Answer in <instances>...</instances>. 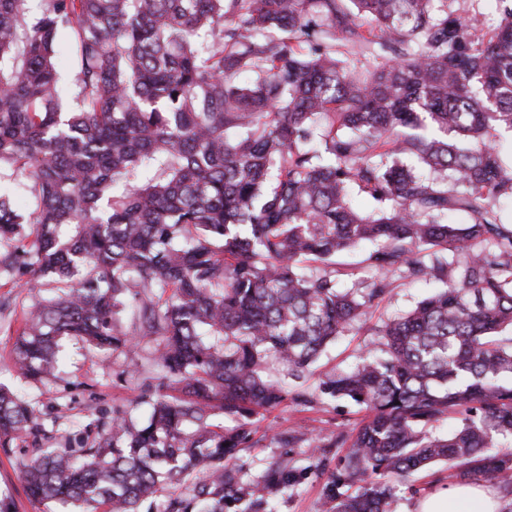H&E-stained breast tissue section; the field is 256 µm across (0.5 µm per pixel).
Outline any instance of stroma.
<instances>
[{
    "label": "stroma",
    "mask_w": 512,
    "mask_h": 512,
    "mask_svg": "<svg viewBox=\"0 0 512 512\" xmlns=\"http://www.w3.org/2000/svg\"><path fill=\"white\" fill-rule=\"evenodd\" d=\"M26 276L0 275V383L35 402L42 414L45 437L14 442L0 447V498H8L10 512H60L58 504L32 503L25 491L20 464L35 455L37 448L64 449L82 438L97 434L102 413L130 412L134 422L149 415L144 390L155 375L154 338H141L138 345L107 355L90 352L82 342L63 343L59 365L53 376L30 382L13 367L16 331L31 302ZM436 289L435 283L396 280L391 294L381 302L372 318L361 328L340 338L317 364L316 378L290 383L288 395L277 408L255 419L253 447L239 451L236 467L247 484L260 480L265 467L283 456L294 459L302 473L295 487L277 493L271 504L276 512H321L323 489L344 449L334 447L337 434H351L363 414L343 400H334L317 389L320 376L354 367L366 350L380 351L375 329L387 317L404 313ZM445 465L413 474L407 489L395 504L396 512H413L416 501L437 486H455Z\"/></svg>",
    "instance_id": "1"
}]
</instances>
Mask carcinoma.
I'll return each mask as SVG.
<instances>
[{"mask_svg":"<svg viewBox=\"0 0 512 512\" xmlns=\"http://www.w3.org/2000/svg\"><path fill=\"white\" fill-rule=\"evenodd\" d=\"M437 1L0 0V183L26 176L34 203L24 215L0 193V268L58 284L29 307L15 365L42 381L65 337L106 355L153 336L163 373L145 423L113 417L95 442L22 463L34 502L138 512L169 481L188 485L171 512H263L232 460L285 399L266 371L312 374L397 275L443 288L378 326L383 356L320 380L367 411L336 436L325 512H393L436 464L497 482L512 512V166L492 140L512 130V0L484 33ZM338 42L388 63L359 73ZM365 243L364 274L344 270ZM448 416L456 429L434 433ZM40 432L0 383V447ZM297 479L281 458L262 490ZM55 65L59 71V92L65 98L73 87L75 67L69 42L65 36L60 38L56 47Z\"/></svg>","mask_w":512,"mask_h":512,"instance_id":"1","label":"carcinoma"}]
</instances>
